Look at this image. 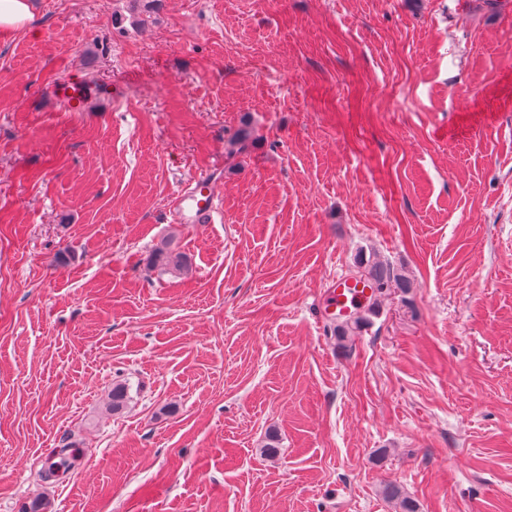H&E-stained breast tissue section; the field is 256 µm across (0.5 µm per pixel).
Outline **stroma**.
Segmentation results:
<instances>
[{
  "label": "stroma",
  "mask_w": 512,
  "mask_h": 512,
  "mask_svg": "<svg viewBox=\"0 0 512 512\" xmlns=\"http://www.w3.org/2000/svg\"><path fill=\"white\" fill-rule=\"evenodd\" d=\"M34 2L0 39V512H512V0ZM68 75L120 94L65 111ZM209 172L221 216L175 223ZM362 256L409 286L344 349L321 300ZM153 264L164 273H180L187 266L185 258L180 253H174L164 247L156 251Z\"/></svg>",
  "instance_id": "stroma-1"
}]
</instances>
